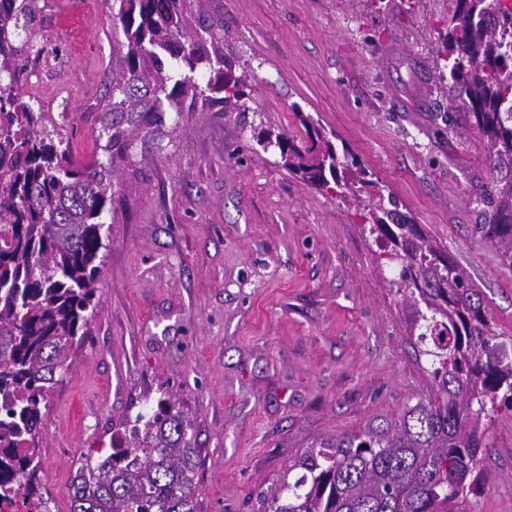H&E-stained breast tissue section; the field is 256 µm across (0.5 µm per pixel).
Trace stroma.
<instances>
[{
    "mask_svg": "<svg viewBox=\"0 0 512 512\" xmlns=\"http://www.w3.org/2000/svg\"><path fill=\"white\" fill-rule=\"evenodd\" d=\"M50 82L19 86L82 158L112 80V12L37 0ZM223 28L244 105L168 112L112 173L107 250L89 336L51 393L33 482L70 512L72 479L122 421L170 396L201 451L198 512H258L316 443L394 422L433 394L431 361L359 210L335 184L288 173L265 133H336L401 210L462 266L512 336V268L481 237L484 143L437 85L446 0H187ZM466 512H512V412L487 424Z\"/></svg>",
    "mask_w": 512,
    "mask_h": 512,
    "instance_id": "obj_1",
    "label": "stroma"
}]
</instances>
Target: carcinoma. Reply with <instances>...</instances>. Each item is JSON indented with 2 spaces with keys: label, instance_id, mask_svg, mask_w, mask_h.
<instances>
[{
  "label": "carcinoma",
  "instance_id": "1",
  "mask_svg": "<svg viewBox=\"0 0 512 512\" xmlns=\"http://www.w3.org/2000/svg\"><path fill=\"white\" fill-rule=\"evenodd\" d=\"M438 79L448 106L464 107L484 140L492 175L484 202L485 240L512 268V6L508 0H448ZM185 0H112L122 33L112 94L95 138L108 154L77 159L49 120L0 85V501L23 498L49 512L32 484L41 405L70 370L69 353L90 332L107 248L101 216L112 204V168L126 160L133 134L147 136L181 111L245 96L217 48L221 26L189 31ZM30 0L0 9V75L13 79L31 41ZM210 70L205 86L194 81ZM226 96L220 97L218 93ZM106 143H101V140ZM288 172L323 186L342 185L367 211L369 233L401 263L397 292L409 304L411 331L431 357L434 395L386 428L321 442L291 465L309 477L283 483L263 512H461L478 493L483 420L512 411V336L496 333L465 270L399 211L388 188L347 149L320 132L297 145L276 135ZM129 437L86 457L71 483V512H197L200 450L191 422L166 398L149 416L125 421Z\"/></svg>",
  "mask_w": 512,
  "mask_h": 512
}]
</instances>
